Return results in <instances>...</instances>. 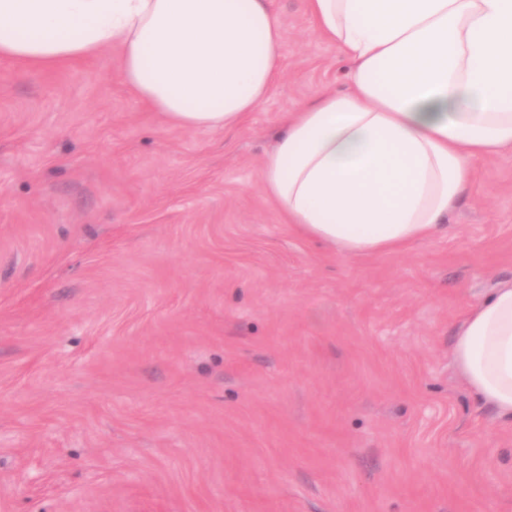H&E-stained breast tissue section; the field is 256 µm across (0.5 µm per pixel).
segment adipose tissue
I'll list each match as a JSON object with an SVG mask.
<instances>
[{
  "label": "adipose tissue",
  "instance_id": "ef3b65f1",
  "mask_svg": "<svg viewBox=\"0 0 512 512\" xmlns=\"http://www.w3.org/2000/svg\"><path fill=\"white\" fill-rule=\"evenodd\" d=\"M348 87L289 113L262 189L309 240L382 255L433 237L475 160L512 149V0H306ZM266 0H0V57L49 69L118 54L175 127L229 129L280 72ZM451 360L512 419V283L477 299Z\"/></svg>",
  "mask_w": 512,
  "mask_h": 512
}]
</instances>
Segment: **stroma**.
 I'll return each instance as SVG.
<instances>
[{
	"label": "stroma",
	"mask_w": 512,
	"mask_h": 512,
	"mask_svg": "<svg viewBox=\"0 0 512 512\" xmlns=\"http://www.w3.org/2000/svg\"><path fill=\"white\" fill-rule=\"evenodd\" d=\"M270 6L281 73L232 130L171 126L109 49L0 58V512H512V421L450 358L512 282V153L430 239L308 240L263 166L347 64Z\"/></svg>",
	"instance_id": "1"
}]
</instances>
